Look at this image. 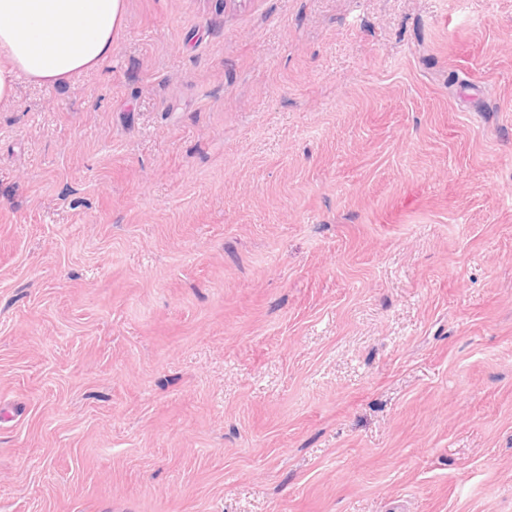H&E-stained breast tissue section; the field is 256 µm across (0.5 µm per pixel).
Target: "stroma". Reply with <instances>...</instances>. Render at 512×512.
I'll return each instance as SVG.
<instances>
[{
    "mask_svg": "<svg viewBox=\"0 0 512 512\" xmlns=\"http://www.w3.org/2000/svg\"><path fill=\"white\" fill-rule=\"evenodd\" d=\"M0 512H512V0H124L20 81Z\"/></svg>",
    "mask_w": 512,
    "mask_h": 512,
    "instance_id": "35a3bbf8",
    "label": "stroma"
}]
</instances>
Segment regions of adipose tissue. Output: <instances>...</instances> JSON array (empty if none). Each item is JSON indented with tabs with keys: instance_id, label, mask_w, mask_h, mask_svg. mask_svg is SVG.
Instances as JSON below:
<instances>
[{
	"instance_id": "1",
	"label": "adipose tissue",
	"mask_w": 512,
	"mask_h": 512,
	"mask_svg": "<svg viewBox=\"0 0 512 512\" xmlns=\"http://www.w3.org/2000/svg\"><path fill=\"white\" fill-rule=\"evenodd\" d=\"M123 0H0V102L19 80L62 85L112 55Z\"/></svg>"
}]
</instances>
